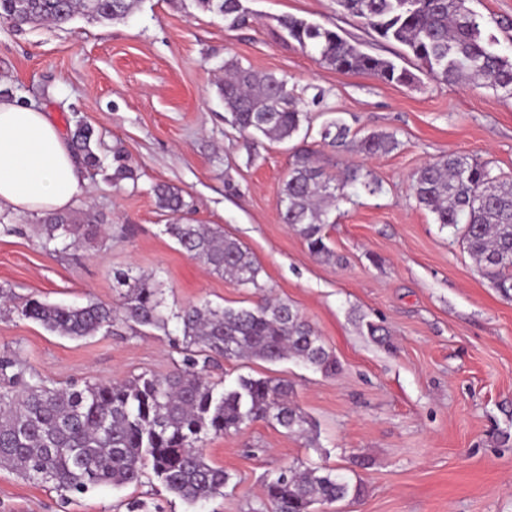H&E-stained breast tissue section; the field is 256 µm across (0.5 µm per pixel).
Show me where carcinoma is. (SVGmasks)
I'll list each match as a JSON object with an SVG mask.
<instances>
[{
  "label": "carcinoma",
  "instance_id": "1",
  "mask_svg": "<svg viewBox=\"0 0 512 512\" xmlns=\"http://www.w3.org/2000/svg\"><path fill=\"white\" fill-rule=\"evenodd\" d=\"M197 6L224 17L230 29L250 24L241 0H195ZM468 0H336L340 9L380 38L408 50L419 70L446 84H468L512 97V58L497 52L483 34L480 16ZM139 0H0V17L15 26L51 23L63 26L75 16L92 20L123 19ZM282 32L317 61L342 73H363L386 83L407 85L414 74L393 61L371 55L338 32L294 16L277 19ZM219 93L229 123L239 133L289 142L307 113L288 81L273 72L224 59ZM319 135L331 147L348 144L350 127L340 119L325 123ZM93 128L77 123L72 145L83 163L101 167L94 152ZM392 134H369L359 150L370 157L396 149ZM348 187L369 195L381 183L360 166L341 175L327 173L314 152L297 148L280 190L281 216L314 255H331L324 229ZM420 206L436 223L453 230L477 260L483 274L504 294L512 292V177L495 175L488 162L468 154H450L429 162L413 175ZM158 207L175 216L165 225L183 251L242 288L262 290V271L251 253L218 228L184 221L188 208L182 192L165 184L153 187ZM42 247L66 249L92 243L101 234L94 216L50 212L34 225ZM123 288L118 305L89 301L83 305L49 303L30 297L16 308L59 336L83 338L109 330L117 322L163 329L181 325L184 367L166 377L139 376L120 382H86L59 389L41 378L23 379L20 361L0 358V465L37 484L84 493L109 483H138L146 468L166 490L196 504L222 493L228 475L211 466L202 443L212 435L236 432L263 421L289 434L311 427L290 400L288 381L276 377H240L218 388L199 364L213 356L275 363L294 359L326 375L337 371L335 357L313 325L292 305L261 296L252 308H213L207 303L168 309L163 289L149 276L115 275ZM362 488L328 467L290 468L266 484L268 512H314V505L357 498Z\"/></svg>",
  "mask_w": 512,
  "mask_h": 512
}]
</instances>
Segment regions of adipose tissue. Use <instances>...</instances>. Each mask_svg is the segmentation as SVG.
<instances>
[{
    "mask_svg": "<svg viewBox=\"0 0 512 512\" xmlns=\"http://www.w3.org/2000/svg\"><path fill=\"white\" fill-rule=\"evenodd\" d=\"M85 186L78 157L46 112L0 99V212H63Z\"/></svg>",
    "mask_w": 512,
    "mask_h": 512,
    "instance_id": "ef3b65f1",
    "label": "adipose tissue"
}]
</instances>
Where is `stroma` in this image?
I'll use <instances>...</instances> for the list:
<instances>
[{"mask_svg": "<svg viewBox=\"0 0 512 512\" xmlns=\"http://www.w3.org/2000/svg\"><path fill=\"white\" fill-rule=\"evenodd\" d=\"M251 27L231 30L193 0H139L126 18L13 26L0 19V92L36 102L64 132L90 124L102 170H84L75 212L103 221L96 246L47 252L35 215H0V291L50 302L119 300L115 273L160 281L169 308L251 307L254 290L190 259L165 232L171 215L153 193L181 190L196 224L217 225L262 268L259 281L315 327L336 358L324 375L292 360H219L212 381L288 380L313 424L309 436L255 422L208 438L205 455L230 480L222 494L189 504L152 472L125 487L61 495L0 468V512H259L267 479L327 465L364 492L318 512H512V295L501 294L453 236L417 203L410 185L424 164L451 153L512 176V97L448 86L426 75L409 86L317 63L283 36L291 15L340 31L383 58L414 68L404 46L371 36L336 0H241ZM485 36L512 56V0H469ZM275 73L296 89H323L305 141L330 172L363 166L383 191L350 190L326 228L332 257L309 252L281 220L279 192L294 143L241 135L217 93L225 58ZM340 117L356 136L386 133L399 145L366 157L357 145L325 146L318 131ZM136 180L107 181L114 154ZM382 327L370 336L368 324ZM181 326L116 324L83 339L52 334L0 310V355L57 386L163 376L180 368Z\"/></svg>", "mask_w": 512, "mask_h": 512, "instance_id": "1", "label": "stroma"}]
</instances>
